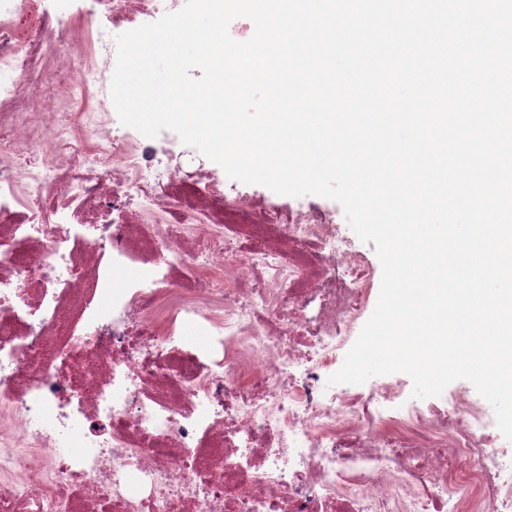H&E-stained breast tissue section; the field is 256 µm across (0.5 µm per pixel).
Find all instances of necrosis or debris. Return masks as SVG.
<instances>
[{"label": "necrosis or debris", "mask_w": 512, "mask_h": 512, "mask_svg": "<svg viewBox=\"0 0 512 512\" xmlns=\"http://www.w3.org/2000/svg\"><path fill=\"white\" fill-rule=\"evenodd\" d=\"M185 0H0V512H512L471 383L329 384L370 318L330 199L247 193L110 96Z\"/></svg>", "instance_id": "1"}]
</instances>
